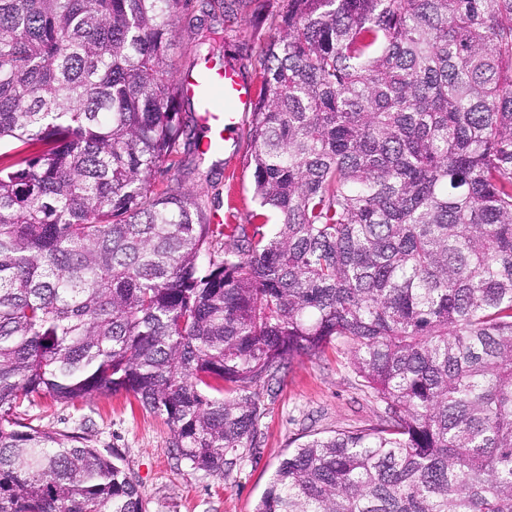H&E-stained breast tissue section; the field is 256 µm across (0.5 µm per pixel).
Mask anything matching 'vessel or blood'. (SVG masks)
<instances>
[{"label": "vessel or blood", "mask_w": 512, "mask_h": 512, "mask_svg": "<svg viewBox=\"0 0 512 512\" xmlns=\"http://www.w3.org/2000/svg\"><path fill=\"white\" fill-rule=\"evenodd\" d=\"M178 87L196 102L197 119L208 132L202 142L206 148L215 137L234 139L244 113L252 111L256 100L253 84L228 67H205L186 74L180 78Z\"/></svg>", "instance_id": "b4317fda"}]
</instances>
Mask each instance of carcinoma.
Wrapping results in <instances>:
<instances>
[{
    "mask_svg": "<svg viewBox=\"0 0 512 512\" xmlns=\"http://www.w3.org/2000/svg\"><path fill=\"white\" fill-rule=\"evenodd\" d=\"M255 2L0 0V144L40 146L0 162V512H144L24 404L130 394L227 477L258 387L334 343L382 422L289 449L254 512H512V0ZM176 17L188 69L257 79L228 236L162 180L209 156ZM173 35L174 46L171 61L174 75L178 79L179 75L187 68L193 58V44L189 33H187L181 23L176 25Z\"/></svg>",
    "mask_w": 512,
    "mask_h": 512,
    "instance_id": "carcinoma-1",
    "label": "carcinoma"
}]
</instances>
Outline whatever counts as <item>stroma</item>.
Masks as SVG:
<instances>
[{"mask_svg":"<svg viewBox=\"0 0 512 512\" xmlns=\"http://www.w3.org/2000/svg\"><path fill=\"white\" fill-rule=\"evenodd\" d=\"M211 168L218 176L208 183L203 174ZM200 169V175L186 180V187L219 195L225 223H246L255 207L249 171L231 164L221 152L210 155ZM259 396L264 413L257 443L245 450L227 478L180 466L170 425L126 393H98L73 405L46 396L26 413L42 429L77 434L104 453L118 451L143 495L145 512H254L291 441L319 432L369 428L381 413L340 346L295 358L279 382L261 388Z\"/></svg>","mask_w":512,"mask_h":512,"instance_id":"1","label":"stroma"}]
</instances>
